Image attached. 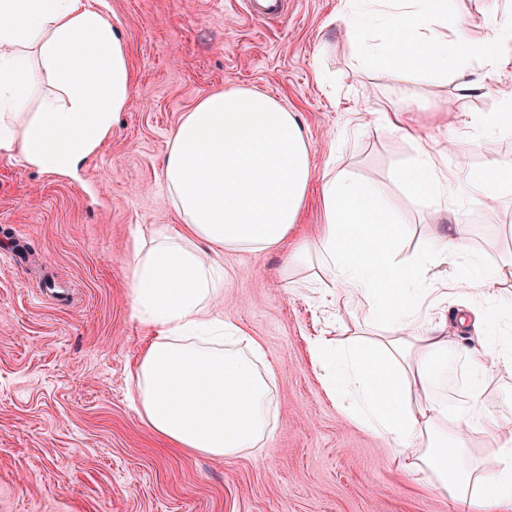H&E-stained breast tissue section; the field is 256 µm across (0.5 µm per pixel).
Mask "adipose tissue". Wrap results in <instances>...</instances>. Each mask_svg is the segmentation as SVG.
Instances as JSON below:
<instances>
[{
  "label": "adipose tissue",
  "instance_id": "1",
  "mask_svg": "<svg viewBox=\"0 0 512 512\" xmlns=\"http://www.w3.org/2000/svg\"><path fill=\"white\" fill-rule=\"evenodd\" d=\"M346 39L362 40L374 24L380 41L360 56L364 66L401 77L418 64L436 80L456 77L459 95L468 60L495 66L512 43V17L481 21L448 17V0H343ZM50 93L34 98L40 85ZM132 77L120 31L90 0H0V149L38 171L65 172L91 156L131 102ZM373 125L413 143L401 182L453 218L436 226L438 249L398 260L405 233L400 214L380 189L348 170L315 177L307 135L296 113L277 99L230 89L205 96L174 130L162 177L182 226L154 225L149 242L129 257L134 308L154 327L133 374L128 397L141 418L174 447L213 457L260 447L270 426L271 378L260 371L261 348L225 323L214 304L224 267L204 259L211 250L263 252L295 229L307 191L318 184L324 222L312 247L291 263L319 260L332 285L346 289L364 311L350 345L312 343L319 365L336 369L328 389L351 397L348 417L391 447L397 469L423 475L458 512H512V423L493 412L487 380L512 368V304L495 320H475L476 344L460 350L429 297L432 259L452 266V289L473 304L489 300L512 267H487L456 214L474 199L492 200L512 183V165L492 159L458 171L448 144L426 138L412 113L386 107ZM512 133V90L496 112L472 117L474 146ZM464 355L469 394L455 407L435 389L449 358ZM480 441H473L472 433ZM492 449L493 469L472 460L473 446Z\"/></svg>",
  "mask_w": 512,
  "mask_h": 512
}]
</instances>
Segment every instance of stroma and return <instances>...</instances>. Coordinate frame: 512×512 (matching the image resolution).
<instances>
[{
    "label": "stroma",
    "instance_id": "1",
    "mask_svg": "<svg viewBox=\"0 0 512 512\" xmlns=\"http://www.w3.org/2000/svg\"><path fill=\"white\" fill-rule=\"evenodd\" d=\"M126 43L132 100L96 153L67 175L0 151V512H451L408 481L392 451L345 416L315 361L319 336L346 340L353 305L341 288L305 284L285 260L323 221L309 192L298 233L262 253L227 249L216 309L261 347L273 372L271 425L260 454H189L155 435L127 397L153 330L133 308L128 256L138 237L179 217L161 169L171 133L203 97L266 92L296 112L315 173L349 169L375 182L408 228L404 256L433 247L429 203L399 181L411 142L361 114L387 103L418 110L449 159L467 170L512 163V135L475 148L473 115L512 88V49L495 73L471 60V95L419 72L362 69L332 20L341 0H286L273 20L244 0H96ZM462 219L487 264L512 261V189Z\"/></svg>",
    "mask_w": 512,
    "mask_h": 512
}]
</instances>
